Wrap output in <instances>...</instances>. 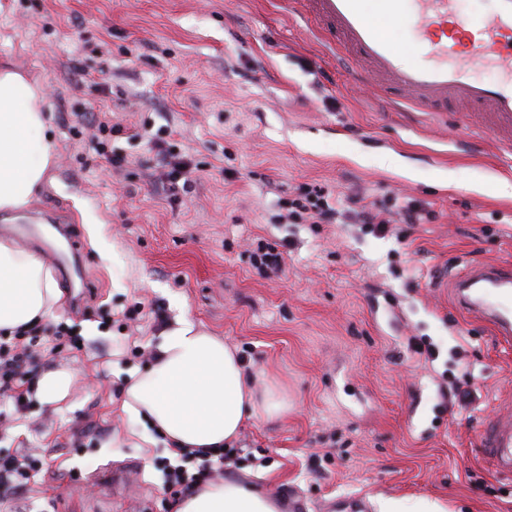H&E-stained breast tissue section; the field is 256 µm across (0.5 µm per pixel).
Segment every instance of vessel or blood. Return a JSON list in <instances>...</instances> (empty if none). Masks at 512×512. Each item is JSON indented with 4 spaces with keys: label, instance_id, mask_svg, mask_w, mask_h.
Here are the masks:
<instances>
[{
    "label": "vessel or blood",
    "instance_id": "1",
    "mask_svg": "<svg viewBox=\"0 0 512 512\" xmlns=\"http://www.w3.org/2000/svg\"><path fill=\"white\" fill-rule=\"evenodd\" d=\"M352 64L381 91L424 111L464 102L485 108L482 131L500 139L512 135V0H492L489 13L472 23L457 0H379L381 19L410 11L418 21L420 59L406 62L399 47L366 13L361 0H296ZM478 67L500 77L477 80ZM454 300L464 312L485 320L503 339L512 338V266L481 264L453 280ZM477 451L499 472L512 473V412L484 420Z\"/></svg>",
    "mask_w": 512,
    "mask_h": 512
}]
</instances>
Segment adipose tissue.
Listing matches in <instances>:
<instances>
[{
  "label": "adipose tissue",
  "instance_id": "obj_1",
  "mask_svg": "<svg viewBox=\"0 0 512 512\" xmlns=\"http://www.w3.org/2000/svg\"><path fill=\"white\" fill-rule=\"evenodd\" d=\"M55 159L42 85L0 68V210L27 207ZM61 298L52 269L37 254L0 241V331L24 330L52 315ZM123 409L147 419L172 455L229 447L246 420L280 418L276 392L256 391L236 351L181 317L153 364L129 374ZM177 512H285L279 499L227 478L199 484Z\"/></svg>",
  "mask_w": 512,
  "mask_h": 512
}]
</instances>
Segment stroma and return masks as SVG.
<instances>
[{"mask_svg":"<svg viewBox=\"0 0 512 512\" xmlns=\"http://www.w3.org/2000/svg\"><path fill=\"white\" fill-rule=\"evenodd\" d=\"M2 63L44 84L56 160L30 208L69 211L95 294L77 308L63 291L42 323L80 348L30 354L34 373L72 371L69 396L0 409V455L45 461L0 512H167L165 452L122 399L185 315L287 401L244 426L232 472L287 512L344 496L512 512V474L476 451L481 423L512 410V344L433 285L512 265V146L478 115L395 111L289 0H0ZM86 112L121 167L77 134ZM167 156L193 169L172 195ZM315 186L338 223L289 220ZM352 196L382 208L386 234ZM408 202L422 223L396 222ZM271 248L281 269L261 263ZM452 383L473 398L447 411Z\"/></svg>","mask_w":512,"mask_h":512,"instance_id":"obj_1","label":"stroma"}]
</instances>
